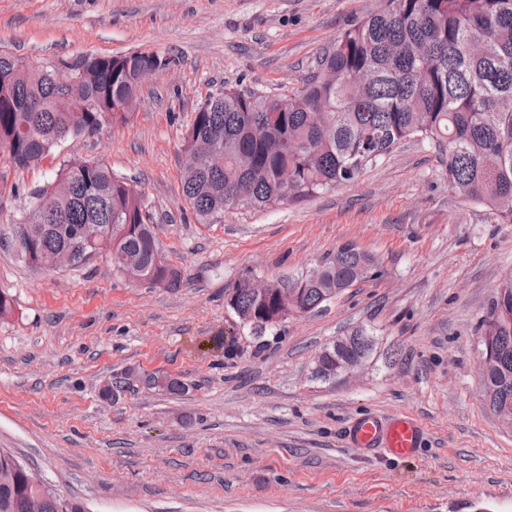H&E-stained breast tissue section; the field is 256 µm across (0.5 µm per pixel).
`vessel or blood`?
I'll return each instance as SVG.
<instances>
[{
	"label": "vessel or blood",
	"instance_id": "vessel-or-blood-1",
	"mask_svg": "<svg viewBox=\"0 0 512 512\" xmlns=\"http://www.w3.org/2000/svg\"><path fill=\"white\" fill-rule=\"evenodd\" d=\"M345 434L349 444L361 451L405 457L417 453L423 430L415 419L404 414L382 416L369 413L350 420Z\"/></svg>",
	"mask_w": 512,
	"mask_h": 512
}]
</instances>
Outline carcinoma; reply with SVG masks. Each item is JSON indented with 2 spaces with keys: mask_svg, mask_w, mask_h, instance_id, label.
<instances>
[{
  "mask_svg": "<svg viewBox=\"0 0 512 512\" xmlns=\"http://www.w3.org/2000/svg\"><path fill=\"white\" fill-rule=\"evenodd\" d=\"M149 53L110 56L101 67L69 61L75 88L51 67L0 50V148L24 169L53 158L63 139L122 123L137 106ZM93 107L74 110L76 97ZM422 137L440 152L448 188L512 224V0H384L321 58L318 72L276 102L230 88L195 112L182 144L184 201L207 224L233 208H265L312 197L355 180L402 140ZM208 147L224 158L202 163ZM31 220L15 227L29 264L54 269L58 255L82 267L96 251L112 271L158 288L182 286V271L158 265L154 225L137 188L99 160L63 162L53 180L30 190ZM372 259L351 244L311 272L287 279L297 295L252 291L240 277L225 294L241 327L260 339L286 320L326 307L367 273ZM485 402L512 431V277L499 286L477 330ZM365 328L318 353L313 375L337 377L339 363L369 355ZM148 386L182 391L175 379L148 376ZM82 501L28 479L0 449V512H86Z\"/></svg>",
  "mask_w": 512,
  "mask_h": 512,
  "instance_id": "1",
  "label": "carcinoma"
}]
</instances>
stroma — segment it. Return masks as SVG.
<instances>
[{
	"instance_id": "stroma-1",
	"label": "stroma",
	"mask_w": 512,
	"mask_h": 512,
	"mask_svg": "<svg viewBox=\"0 0 512 512\" xmlns=\"http://www.w3.org/2000/svg\"><path fill=\"white\" fill-rule=\"evenodd\" d=\"M380 0H0V48L32 62L154 52L179 63L144 84L129 121L67 141L24 170L0 160V448L89 512H512V433L481 392L476 330L512 276V224L454 195L428 140L397 144L351 183L201 224L181 192V145L223 88L297 90ZM99 159L134 180L181 288L132 282L102 257L29 265L11 243L30 188L60 162ZM350 243L374 264L320 312L253 339L224 293L276 281ZM374 348L332 381L329 342ZM235 342L239 353L224 349ZM181 381L172 394L145 385ZM121 379L116 398L102 387ZM406 414L419 452L366 454L358 415ZM372 349L371 333L360 328L340 337L318 353L313 361V375L321 381H330L337 377V367L343 359L352 356H368Z\"/></svg>"
}]
</instances>
